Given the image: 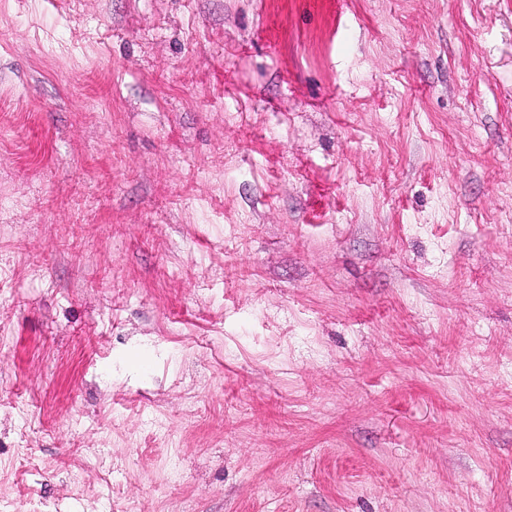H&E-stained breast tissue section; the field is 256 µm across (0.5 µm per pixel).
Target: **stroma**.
Returning <instances> with one entry per match:
<instances>
[{"instance_id":"35a3bbf8","label":"stroma","mask_w":512,"mask_h":512,"mask_svg":"<svg viewBox=\"0 0 512 512\" xmlns=\"http://www.w3.org/2000/svg\"><path fill=\"white\" fill-rule=\"evenodd\" d=\"M0 512H512V0H0Z\"/></svg>"}]
</instances>
